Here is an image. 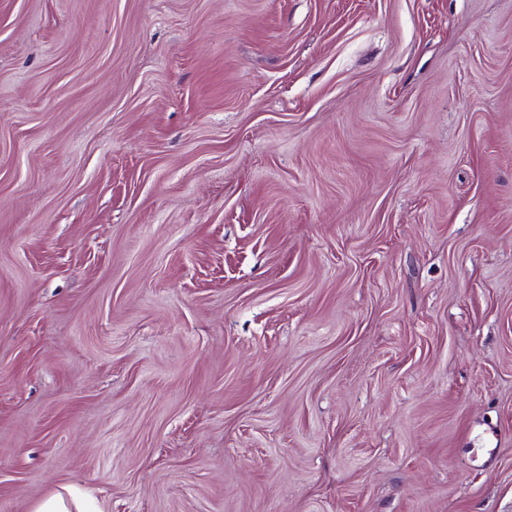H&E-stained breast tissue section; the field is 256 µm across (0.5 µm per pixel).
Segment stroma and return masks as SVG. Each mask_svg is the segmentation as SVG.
Wrapping results in <instances>:
<instances>
[{"instance_id": "35a3bbf8", "label": "stroma", "mask_w": 512, "mask_h": 512, "mask_svg": "<svg viewBox=\"0 0 512 512\" xmlns=\"http://www.w3.org/2000/svg\"><path fill=\"white\" fill-rule=\"evenodd\" d=\"M512 512V0H0V512ZM65 489L68 496L58 490L52 492L37 502L32 512H103L97 502L84 500Z\"/></svg>"}]
</instances>
